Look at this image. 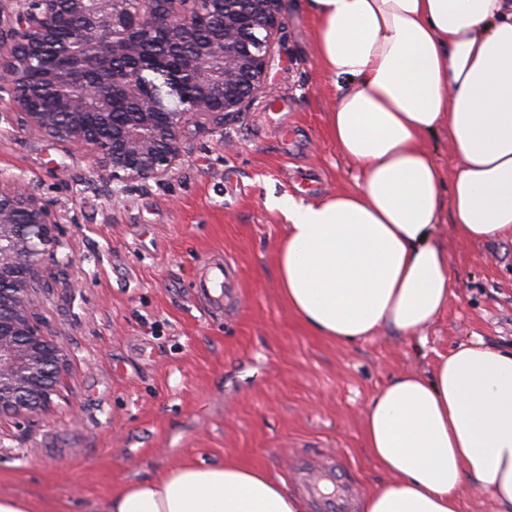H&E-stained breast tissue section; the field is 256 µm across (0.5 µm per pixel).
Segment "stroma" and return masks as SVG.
<instances>
[{"mask_svg":"<svg viewBox=\"0 0 512 512\" xmlns=\"http://www.w3.org/2000/svg\"><path fill=\"white\" fill-rule=\"evenodd\" d=\"M281 7L272 96L190 137L164 180L109 182L0 101V175L51 205L73 258L42 295L70 351L69 388L24 426L0 421L1 492L87 512L118 484L184 461L232 458L286 484L305 452L337 464L361 498L386 479L362 445L367 401L459 344L512 346L508 238L476 244L444 231L456 296L418 339L339 345L284 303L274 254L285 220L268 196L314 202L354 188L357 170L330 138L335 90L317 57V20L306 0ZM224 258L238 295L220 311L198 283Z\"/></svg>","mask_w":512,"mask_h":512,"instance_id":"35a3bbf8","label":"stroma"}]
</instances>
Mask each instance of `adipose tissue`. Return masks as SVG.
I'll use <instances>...</instances> for the list:
<instances>
[{"label":"adipose tissue","instance_id":"1","mask_svg":"<svg viewBox=\"0 0 512 512\" xmlns=\"http://www.w3.org/2000/svg\"><path fill=\"white\" fill-rule=\"evenodd\" d=\"M328 114L355 187L270 209L288 223L275 250L289 308L341 345L382 332L412 339L454 297L441 225L485 243L512 237V0H306ZM447 132L453 175L427 146ZM362 441L390 482L362 512H461L466 489L512 512V350L460 344L432 372L380 388ZM91 512H304L264 471L182 462L117 486Z\"/></svg>","mask_w":512,"mask_h":512}]
</instances>
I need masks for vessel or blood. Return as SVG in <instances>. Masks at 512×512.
I'll list each match as a JSON object with an SVG mask.
<instances>
[{
  "label": "vessel or blood",
  "mask_w": 512,
  "mask_h": 512,
  "mask_svg": "<svg viewBox=\"0 0 512 512\" xmlns=\"http://www.w3.org/2000/svg\"><path fill=\"white\" fill-rule=\"evenodd\" d=\"M236 269L231 261L211 266L206 275L207 282L222 291L233 288ZM220 295L214 296L215 304H222ZM295 472L300 487L312 499L315 512H353L355 492L337 473L335 466H319L307 455H300Z\"/></svg>",
  "instance_id": "1"
}]
</instances>
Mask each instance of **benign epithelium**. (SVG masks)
<instances>
[{"mask_svg":"<svg viewBox=\"0 0 512 512\" xmlns=\"http://www.w3.org/2000/svg\"><path fill=\"white\" fill-rule=\"evenodd\" d=\"M281 0H23L22 27L0 29V92L24 125L87 149L114 183L161 180L183 160L191 129L218 127L256 99L270 95L268 70L284 24ZM73 30L66 44L53 37L60 14ZM24 42L27 59L13 46ZM57 53L68 76L52 95L70 111L51 112L33 96L23 69ZM164 70L173 91L192 97L170 112H112L111 102L158 108L143 79ZM95 112H86L88 102ZM69 239L38 195L0 182V418L20 424L48 412L61 396L69 352L41 316L42 290L53 267L71 262Z\"/></svg>","mask_w":512,"mask_h":512,"instance_id":"obj_1","label":"benign epithelium"}]
</instances>
